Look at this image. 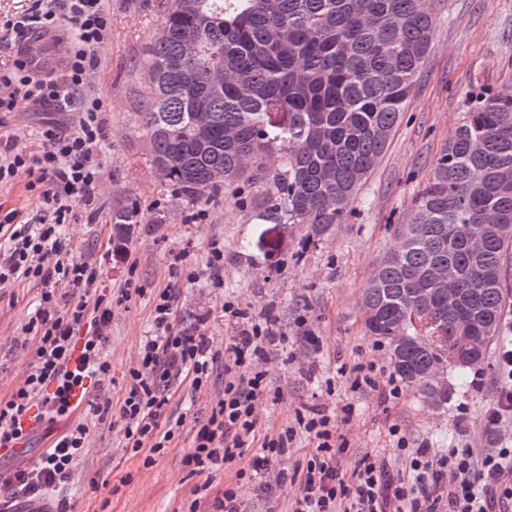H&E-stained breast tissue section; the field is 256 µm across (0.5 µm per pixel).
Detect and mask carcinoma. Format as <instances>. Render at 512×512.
I'll list each match as a JSON object with an SVG mask.
<instances>
[{
	"label": "carcinoma",
	"mask_w": 512,
	"mask_h": 512,
	"mask_svg": "<svg viewBox=\"0 0 512 512\" xmlns=\"http://www.w3.org/2000/svg\"><path fill=\"white\" fill-rule=\"evenodd\" d=\"M433 23L418 0H170L139 99L154 166L198 197L258 186L267 218L308 224L313 237L348 223L415 88ZM196 112L210 116L205 145ZM272 112L288 121L273 123ZM137 217L113 216L116 251ZM401 234L364 291L376 312L369 332L414 336L400 321L411 293L461 288L460 312L487 337L488 354L512 309L511 97L482 93L469 104ZM416 310L456 335L459 315L433 302ZM442 354L464 367L452 348L426 344L391 363L425 392Z\"/></svg>",
	"instance_id": "1"
}]
</instances>
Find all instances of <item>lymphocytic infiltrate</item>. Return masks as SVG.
Listing matches in <instances>:
<instances>
[{
    "instance_id": "1",
    "label": "lymphocytic infiltrate",
    "mask_w": 512,
    "mask_h": 512,
    "mask_svg": "<svg viewBox=\"0 0 512 512\" xmlns=\"http://www.w3.org/2000/svg\"><path fill=\"white\" fill-rule=\"evenodd\" d=\"M105 0H30L22 14L1 24L17 37L34 29L67 28L76 40L68 47L61 77L35 78L21 62L0 68V113L13 112L17 97L46 107L81 93L72 127L45 123L38 151H10L0 159V183L27 173V189L42 209L28 221L17 211L0 216V288L35 281L42 292L38 307L23 327L35 362L24 381L0 398V448L28 443L31 430L24 419L31 409L41 417H61L71 411L68 396L85 382L104 383L112 366L103 354L112 313L141 293L127 280L118 295L98 289L95 263L69 259L68 245L58 228L70 223L78 206L92 205L101 179L95 154L104 138L99 118L100 98L86 92L89 74L96 70L97 52L109 39ZM180 292L173 287L153 297L151 333L142 337L135 361L124 378L119 402L111 398L93 403L94 414L116 413L124 424V448L152 464L172 445L185 423L168 405L180 385L192 392L209 386L219 354L207 336L209 312L197 314L182 327ZM221 311L235 334L224 365V391L216 396L206 421L198 426L183 462L191 472L235 467L234 481L225 483L215 498L216 512H241L237 484L246 480L269 491L271 483L291 481L299 494L293 512H512V446L500 437L502 421L512 419V348L499 354L500 386L486 415L487 431L496 435L495 447H469L433 453L410 447L398 437L397 449L407 465L406 475L393 474L385 460L367 456L345 468L347 442L336 430V418L320 404L297 409L293 421L259 433L257 409L279 397L261 366L275 347L287 343L277 334L271 312L250 313L232 300ZM92 332L80 335L83 324ZM88 429L70 426L52 438L40 462L0 474V512H46L47 497L69 482L76 461L86 447ZM314 449L306 461L284 469L282 461L299 436ZM253 449L244 459L245 449Z\"/></svg>"
}]
</instances>
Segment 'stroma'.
I'll return each instance as SVG.
<instances>
[{
  "instance_id": "1",
  "label": "stroma",
  "mask_w": 512,
  "mask_h": 512,
  "mask_svg": "<svg viewBox=\"0 0 512 512\" xmlns=\"http://www.w3.org/2000/svg\"><path fill=\"white\" fill-rule=\"evenodd\" d=\"M167 9V0H108L110 37L99 50L91 88L103 104L105 138L96 155L102 173L96 213L78 211L62 229L73 260L99 263V286L116 290L128 278L143 288L116 309L105 352L112 365L111 399L122 394L124 375L142 336L151 328L152 293L170 280L173 253L188 250L197 271L180 282L181 318L193 322L200 307H212L209 334L215 349L233 334L219 307L224 299L252 312L272 309L288 342L268 365L278 402L263 405L261 429L293 420L303 404L322 403L336 415V429L349 442L347 460L385 457L400 471L391 427H400L412 446L488 447L486 412L497 390V350L485 361L448 370V399L438 404L418 387L403 385L400 398L386 400L369 387L354 388L356 369L375 365L380 384L393 379L390 350L365 325L362 296L381 260L399 245L398 229L408 223L431 179L439 153L465 117L471 100L485 91L512 96V0H447L435 20L425 65L402 119L376 166L352 203L346 224L309 238L304 224H274L259 203L239 205L236 196L213 199L175 192L152 163L139 95L147 54ZM70 112H37L18 98L0 121V140L17 148H38L44 121L72 122ZM136 207L139 222L125 255L112 254V216ZM205 212V221L191 217ZM224 244V285L213 287L205 267L208 245ZM39 284L0 288V396L23 381L33 352L21 344L22 328L40 301ZM224 388V369L215 367L208 393L179 388L170 407L185 417L172 448L152 465L124 449L118 418L74 413L87 423V448L71 480L53 492L70 512H210L213 499L234 468L193 474L183 464L194 425L210 414L214 395ZM350 412H342L344 404ZM291 486L264 492L240 486L243 512H291Z\"/></svg>"
}]
</instances>
